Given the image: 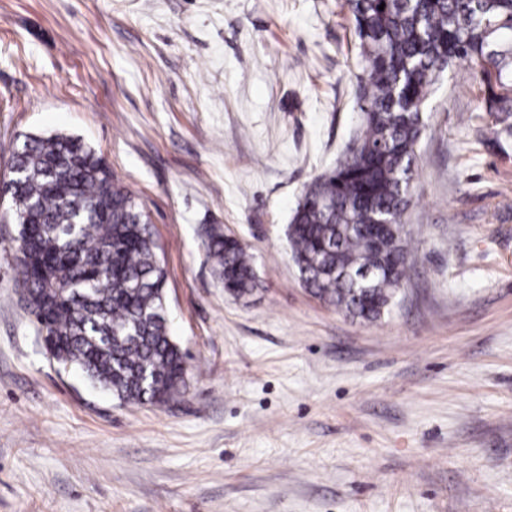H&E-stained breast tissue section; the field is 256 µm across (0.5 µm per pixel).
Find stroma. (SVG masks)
<instances>
[{
	"label": "stroma",
	"instance_id": "35a3bbf8",
	"mask_svg": "<svg viewBox=\"0 0 512 512\" xmlns=\"http://www.w3.org/2000/svg\"><path fill=\"white\" fill-rule=\"evenodd\" d=\"M342 0H0V176L82 138L153 226L188 386L126 405L49 360L0 250V512H512V136L465 64L425 101L412 249L364 323L286 228L360 126ZM259 286L230 297L203 229ZM203 243L213 272L225 292L238 300L252 296L258 288V279L252 258L242 243L225 235L218 225L205 229Z\"/></svg>",
	"mask_w": 512,
	"mask_h": 512
}]
</instances>
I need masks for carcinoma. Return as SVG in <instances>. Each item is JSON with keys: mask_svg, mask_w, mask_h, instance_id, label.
I'll list each match as a JSON object with an SVG mask.
<instances>
[{"mask_svg": "<svg viewBox=\"0 0 512 512\" xmlns=\"http://www.w3.org/2000/svg\"><path fill=\"white\" fill-rule=\"evenodd\" d=\"M359 39L360 132L336 165L309 183L288 241L309 292L375 322L405 274L403 217L413 201L426 96L450 64L495 79L491 107L512 134V0H345ZM384 9H379V6ZM10 167V222L24 227L21 282L37 332L64 368L125 404L166 403L187 369L165 318V272L151 225L131 192L78 137L26 134ZM224 291L240 300L258 279L242 243L204 231Z\"/></svg>", "mask_w": 512, "mask_h": 512, "instance_id": "cac0c4a2", "label": "carcinoma"}]
</instances>
